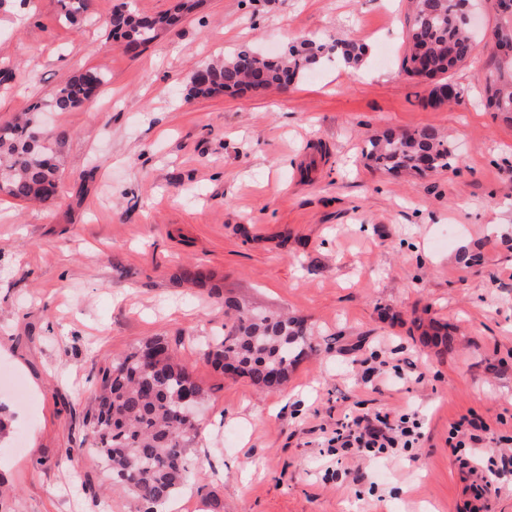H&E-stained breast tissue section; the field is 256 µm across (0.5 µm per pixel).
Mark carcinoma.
I'll return each mask as SVG.
<instances>
[{"label":"carcinoma","instance_id":"1","mask_svg":"<svg viewBox=\"0 0 512 512\" xmlns=\"http://www.w3.org/2000/svg\"><path fill=\"white\" fill-rule=\"evenodd\" d=\"M504 18L494 32L498 49L512 48V0H492ZM60 16L74 23L88 12V0H59ZM197 0H181L178 12L160 17H133L124 5L111 15L108 37L123 46L145 47L172 28ZM472 0H412L404 66L407 74L431 85L438 103L456 101L461 90L449 91L448 74L471 61L475 41L465 22ZM366 47L341 38L306 39L281 56L258 54L241 46L224 58L205 64L206 74H192L187 95L209 97L279 89L312 71L322 60L336 57L347 65L360 62ZM106 82L97 68L83 70L59 84L47 98L21 117L0 121V194L47 207L60 196V169L68 143L67 130L43 128L47 109H78L98 95ZM484 102L491 112L512 121V54L492 55L485 66ZM379 170L425 176L457 164L449 140L435 128L389 132L370 141L362 152ZM224 336L206 345L205 359L217 368L249 378L263 391L280 389L289 371L313 350L311 332L296 317L249 310L224 298ZM422 337L448 350L451 337L443 326H432ZM95 407L85 420L93 451L112 474V486L131 493L139 512H157L188 477L187 448L199 427L188 428L180 418L187 394L201 398L202 389L176 362L169 343L150 339L111 360L98 379Z\"/></svg>","mask_w":512,"mask_h":512}]
</instances>
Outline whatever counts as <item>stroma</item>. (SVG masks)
I'll list each match as a JSON object with an SVG mask.
<instances>
[{
    "instance_id": "obj_1",
    "label": "stroma",
    "mask_w": 512,
    "mask_h": 512,
    "mask_svg": "<svg viewBox=\"0 0 512 512\" xmlns=\"http://www.w3.org/2000/svg\"><path fill=\"white\" fill-rule=\"evenodd\" d=\"M118 0L91 24L58 0L0 12V119L78 71L107 84L53 112L69 144L54 206L0 200V443L6 512H136L89 452L99 367L145 340L169 341L202 388L190 478L167 512H472L468 487L512 447L449 448L476 411L512 436V122L479 103L499 19L485 5L478 60L433 104L402 68L408 0H203L140 54L108 38ZM365 44L288 88L189 98L192 71L248 45L274 55L302 39ZM444 133L457 168L403 177L366 166L387 130ZM480 254L470 262L471 254ZM203 286L178 282L186 267ZM304 319L315 352L266 392L208 363L224 299ZM448 324V352L414 319ZM384 362L368 376L367 359ZM415 372L398 378L392 366ZM417 412L401 456L336 461L321 428L363 413Z\"/></svg>"
}]
</instances>
